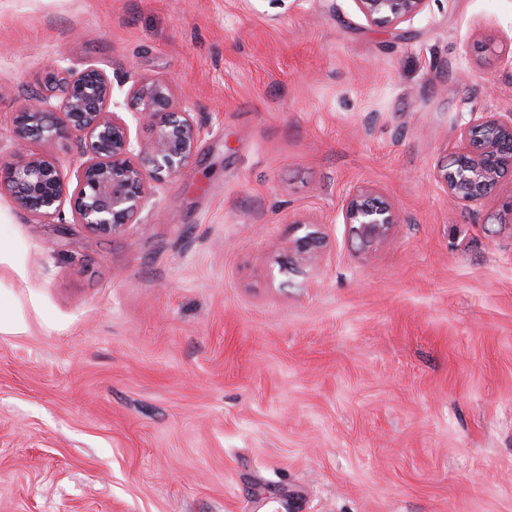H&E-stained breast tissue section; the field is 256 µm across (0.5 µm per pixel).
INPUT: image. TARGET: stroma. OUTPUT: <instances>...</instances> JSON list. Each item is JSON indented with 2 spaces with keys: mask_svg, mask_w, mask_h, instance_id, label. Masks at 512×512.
Segmentation results:
<instances>
[{
  "mask_svg": "<svg viewBox=\"0 0 512 512\" xmlns=\"http://www.w3.org/2000/svg\"><path fill=\"white\" fill-rule=\"evenodd\" d=\"M61 54L200 138L113 237L0 196V512H512V176L437 179L512 112V0H0L1 162ZM353 185L401 219L367 250ZM365 21L397 29L426 10L429 0H353ZM459 129L460 147L441 165L438 181L455 202H475L496 194L502 176L512 171V113H469ZM477 139V146L473 140ZM296 224L297 230L307 229L305 234L296 240L295 248L302 259H308L313 253L314 249L320 243V232L313 229L311 225H306L308 224L306 222H298Z\"/></svg>",
  "mask_w": 512,
  "mask_h": 512,
  "instance_id": "35a3bbf8",
  "label": "stroma"
}]
</instances>
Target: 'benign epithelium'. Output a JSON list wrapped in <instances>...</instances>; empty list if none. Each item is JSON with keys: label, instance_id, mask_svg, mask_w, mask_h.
Listing matches in <instances>:
<instances>
[{"label": "benign epithelium", "instance_id": "obj_1", "mask_svg": "<svg viewBox=\"0 0 512 512\" xmlns=\"http://www.w3.org/2000/svg\"><path fill=\"white\" fill-rule=\"evenodd\" d=\"M365 21L396 29L426 10L429 0H354ZM56 57L47 66V83L63 88L61 105L49 93L28 97L14 113V151L0 166V194L37 220L82 224L99 235L127 231L142 213L152 185L180 175L193 162L200 129L192 113L173 104L171 87L143 79L128 93L137 119L151 125L143 144L131 134L121 112L112 110V81L95 64L77 71ZM75 136L81 143L75 187L69 189L60 162L36 153L30 144ZM460 147L439 169L438 181L455 202H475L496 194L502 176L512 171V113L500 117L472 112L459 129ZM377 189L354 185L346 191L340 215L350 235L367 250L389 239L399 223L397 212L380 202ZM295 248L307 259L320 243V232L304 222Z\"/></svg>", "mask_w": 512, "mask_h": 512}]
</instances>
